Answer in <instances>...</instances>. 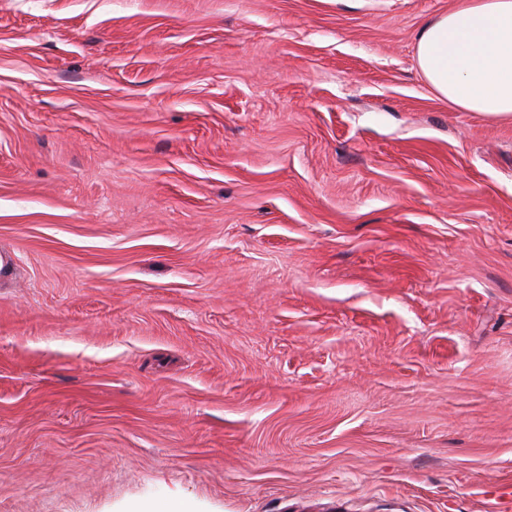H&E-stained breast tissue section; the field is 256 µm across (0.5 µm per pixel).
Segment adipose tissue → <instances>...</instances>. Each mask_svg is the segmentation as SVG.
Returning <instances> with one entry per match:
<instances>
[{
	"label": "adipose tissue",
	"mask_w": 512,
	"mask_h": 512,
	"mask_svg": "<svg viewBox=\"0 0 512 512\" xmlns=\"http://www.w3.org/2000/svg\"><path fill=\"white\" fill-rule=\"evenodd\" d=\"M416 63L435 93L457 108L512 115V0H459L423 25Z\"/></svg>",
	"instance_id": "1"
}]
</instances>
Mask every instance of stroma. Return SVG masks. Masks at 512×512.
<instances>
[{"label":"stroma","mask_w":512,"mask_h":512,"mask_svg":"<svg viewBox=\"0 0 512 512\" xmlns=\"http://www.w3.org/2000/svg\"><path fill=\"white\" fill-rule=\"evenodd\" d=\"M455 0H0V512H506L512 118ZM416 63L435 93L457 108L512 115V0H459L423 25Z\"/></svg>","instance_id":"stroma-1"}]
</instances>
